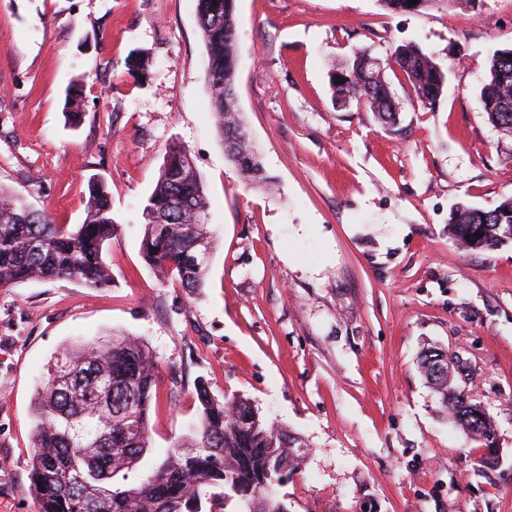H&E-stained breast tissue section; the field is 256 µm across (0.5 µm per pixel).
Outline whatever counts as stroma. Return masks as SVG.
<instances>
[{"label": "stroma", "mask_w": 512, "mask_h": 512, "mask_svg": "<svg viewBox=\"0 0 512 512\" xmlns=\"http://www.w3.org/2000/svg\"><path fill=\"white\" fill-rule=\"evenodd\" d=\"M235 16L237 108L266 187L225 155L197 0H0V187L74 225L96 177L119 226L103 253L111 287L0 288V512H38L33 413L54 355L119 333L144 339L157 365L139 472L198 423L202 380L305 443L279 489L288 512H512V242L474 251L448 233L456 203L512 197V138L479 106L493 54L512 48V0L410 12L236 0ZM404 44L446 73L436 106L391 73L396 126L363 103L336 109L335 70ZM172 142L208 198L211 258L194 294L159 283L140 253ZM429 349L453 357L458 385L493 418V465L420 372Z\"/></svg>", "instance_id": "35a3bbf8"}]
</instances>
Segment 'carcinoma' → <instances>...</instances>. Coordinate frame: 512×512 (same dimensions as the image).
<instances>
[{
	"label": "carcinoma",
	"mask_w": 512,
	"mask_h": 512,
	"mask_svg": "<svg viewBox=\"0 0 512 512\" xmlns=\"http://www.w3.org/2000/svg\"><path fill=\"white\" fill-rule=\"evenodd\" d=\"M394 11L420 10L429 0H383ZM198 25L207 48V78L212 112L222 137L236 139L228 156L244 183L269 181L253 146L241 128L234 84L237 72L235 0H198ZM388 69H398L415 95L430 106L439 103L446 74L418 47H398ZM364 52L330 77L332 97L365 102L377 119L396 124L399 107L386 77L371 83ZM344 83L337 84L338 79ZM488 120L512 132V48L497 51L480 95ZM186 151L168 146L156 186L144 207L146 224L140 251L162 276H176L194 293L206 268L190 263V252L208 243L207 225L169 207L188 198L205 208V188L195 168L185 163ZM86 219L74 228L55 224L45 212L28 208L0 188V288L32 280L74 279L88 288L112 286L102 252L116 236L118 224L105 185L90 188ZM512 203L493 209L456 207L448 231L471 249H492L511 237ZM435 350L426 351L420 366L429 383L443 395L445 409L464 435L491 449L494 425L475 403L461 398L448 375H434ZM156 364L147 345L131 336L62 349L38 393L34 414L31 483L39 512H223L224 502L237 500L240 512H283L282 502L268 493L301 465L304 445L288 429L271 424L249 403L238 398L219 401L202 382L196 391L202 406L198 424L152 472L132 484L128 473L148 452L149 413L155 397ZM84 473L85 484L66 482L71 471ZM122 475L124 483L114 482Z\"/></svg>",
	"instance_id": "carcinoma-1"
}]
</instances>
